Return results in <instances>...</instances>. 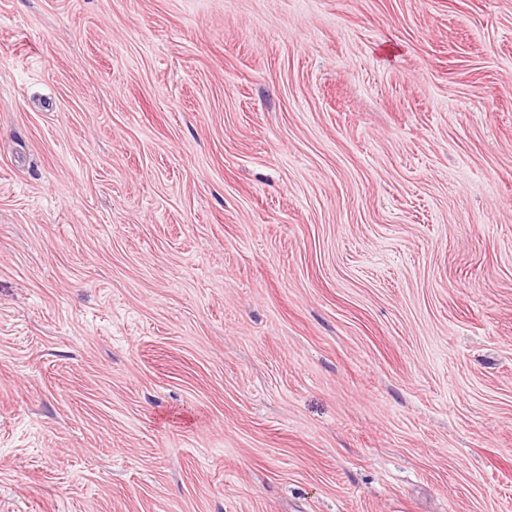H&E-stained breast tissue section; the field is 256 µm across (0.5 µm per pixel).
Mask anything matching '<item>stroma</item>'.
I'll return each instance as SVG.
<instances>
[{"label":"stroma","instance_id":"obj_1","mask_svg":"<svg viewBox=\"0 0 512 512\" xmlns=\"http://www.w3.org/2000/svg\"><path fill=\"white\" fill-rule=\"evenodd\" d=\"M0 512H512V0H0Z\"/></svg>","mask_w":512,"mask_h":512}]
</instances>
